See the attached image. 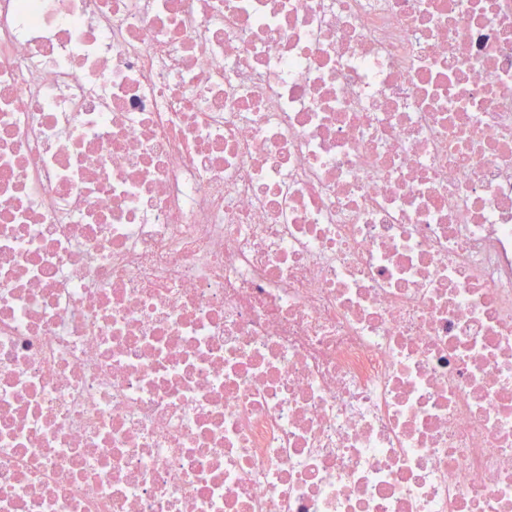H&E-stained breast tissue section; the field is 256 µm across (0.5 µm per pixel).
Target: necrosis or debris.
<instances>
[{
	"label": "necrosis or debris",
	"mask_w": 512,
	"mask_h": 512,
	"mask_svg": "<svg viewBox=\"0 0 512 512\" xmlns=\"http://www.w3.org/2000/svg\"><path fill=\"white\" fill-rule=\"evenodd\" d=\"M0 512H512V0H0Z\"/></svg>",
	"instance_id": "4bbe7bcc"
}]
</instances>
